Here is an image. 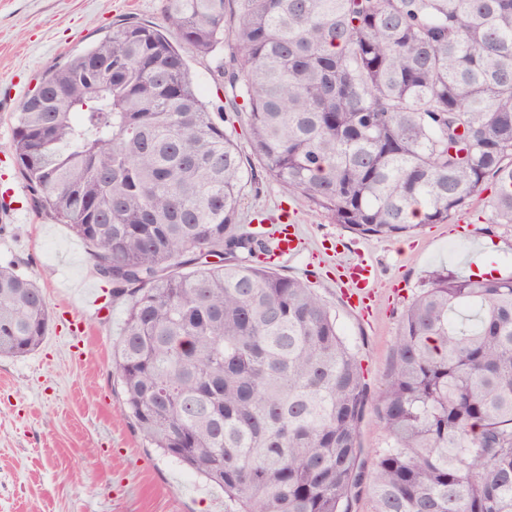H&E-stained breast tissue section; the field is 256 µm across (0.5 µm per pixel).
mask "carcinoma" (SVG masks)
I'll use <instances>...</instances> for the list:
<instances>
[{
    "instance_id": "obj_1",
    "label": "carcinoma",
    "mask_w": 512,
    "mask_h": 512,
    "mask_svg": "<svg viewBox=\"0 0 512 512\" xmlns=\"http://www.w3.org/2000/svg\"><path fill=\"white\" fill-rule=\"evenodd\" d=\"M45 74L10 146L32 206L67 224L114 298L129 416L224 491L229 512H512V275L441 270L402 316L358 467L361 361L301 278L236 231L249 173L180 45L210 75L268 180L361 236L446 224L493 180L512 224V0H164ZM233 42L224 60V39ZM51 320L0 266V357ZM181 52L185 57L192 75L201 89L207 101L216 100L215 89L211 80H209L208 68L212 66L209 58H202L196 52L188 47L182 46Z\"/></svg>"
}]
</instances>
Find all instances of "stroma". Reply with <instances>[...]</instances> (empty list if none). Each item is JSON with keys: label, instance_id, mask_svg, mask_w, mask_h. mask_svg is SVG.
<instances>
[{"label": "stroma", "instance_id": "1", "mask_svg": "<svg viewBox=\"0 0 512 512\" xmlns=\"http://www.w3.org/2000/svg\"><path fill=\"white\" fill-rule=\"evenodd\" d=\"M164 0H0V193L14 188L21 210L0 211V264H15L42 288L52 315L43 344L0 358V512H224V493L153 448L128 417L112 349L126 319L110 300L86 244L36 212L11 158L14 116L41 76L108 34L127 17L163 24ZM482 195L445 224L391 238L363 237L296 203L264 178L247 183L238 229L297 224L304 251L273 270L307 280L331 308L357 353L369 391L358 460L372 471L387 438L376 404L393 364L402 313L428 276H471L474 262L512 274V224L496 223ZM372 265L374 295L351 308L345 272ZM108 304L98 312L97 304Z\"/></svg>", "mask_w": 512, "mask_h": 512}]
</instances>
